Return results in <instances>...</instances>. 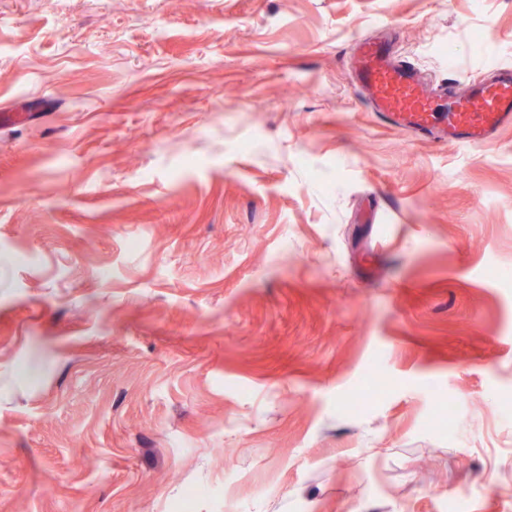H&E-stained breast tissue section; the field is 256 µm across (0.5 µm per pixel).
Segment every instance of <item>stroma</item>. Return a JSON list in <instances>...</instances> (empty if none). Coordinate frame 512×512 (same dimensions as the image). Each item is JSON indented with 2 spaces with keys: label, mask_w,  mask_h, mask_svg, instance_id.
Masks as SVG:
<instances>
[{
  "label": "stroma",
  "mask_w": 512,
  "mask_h": 512,
  "mask_svg": "<svg viewBox=\"0 0 512 512\" xmlns=\"http://www.w3.org/2000/svg\"><path fill=\"white\" fill-rule=\"evenodd\" d=\"M379 19L512 65V0H0V512H512V128L378 121Z\"/></svg>",
  "instance_id": "stroma-1"
}]
</instances>
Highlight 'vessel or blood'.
Wrapping results in <instances>:
<instances>
[{
    "instance_id": "vessel-or-blood-1",
    "label": "vessel or blood",
    "mask_w": 512,
    "mask_h": 512,
    "mask_svg": "<svg viewBox=\"0 0 512 512\" xmlns=\"http://www.w3.org/2000/svg\"><path fill=\"white\" fill-rule=\"evenodd\" d=\"M353 72L379 118L393 127L455 148L489 144L512 127V66L491 67L488 79L461 93L425 90L416 69L393 59L389 44L366 37L353 49Z\"/></svg>"
}]
</instances>
